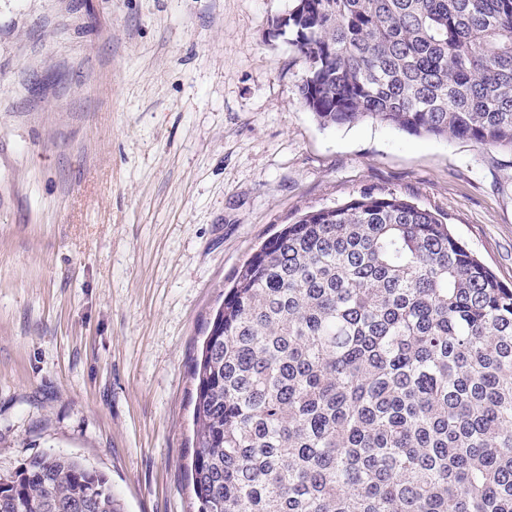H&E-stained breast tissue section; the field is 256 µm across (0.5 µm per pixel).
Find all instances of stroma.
Wrapping results in <instances>:
<instances>
[{
    "label": "stroma",
    "instance_id": "obj_1",
    "mask_svg": "<svg viewBox=\"0 0 512 512\" xmlns=\"http://www.w3.org/2000/svg\"><path fill=\"white\" fill-rule=\"evenodd\" d=\"M294 0H0V470L55 452L123 512H195L192 361L278 225L364 191L512 284V152L322 127Z\"/></svg>",
    "mask_w": 512,
    "mask_h": 512
}]
</instances>
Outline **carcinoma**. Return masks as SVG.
Instances as JSON below:
<instances>
[{
	"mask_svg": "<svg viewBox=\"0 0 512 512\" xmlns=\"http://www.w3.org/2000/svg\"><path fill=\"white\" fill-rule=\"evenodd\" d=\"M272 26L327 127L512 152V0H295ZM196 512H512V287L436 213L364 192L235 273L195 359ZM121 512L41 453L0 512Z\"/></svg>",
	"mask_w": 512,
	"mask_h": 512,
	"instance_id": "cac0c4a2",
	"label": "carcinoma"
}]
</instances>
